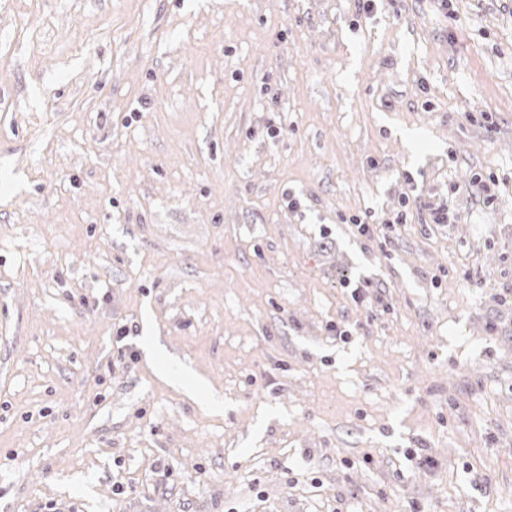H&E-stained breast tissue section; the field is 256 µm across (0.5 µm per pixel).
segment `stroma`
I'll return each mask as SVG.
<instances>
[{
	"mask_svg": "<svg viewBox=\"0 0 512 512\" xmlns=\"http://www.w3.org/2000/svg\"><path fill=\"white\" fill-rule=\"evenodd\" d=\"M0 512H512V0H0Z\"/></svg>",
	"mask_w": 512,
	"mask_h": 512,
	"instance_id": "1",
	"label": "stroma"
}]
</instances>
